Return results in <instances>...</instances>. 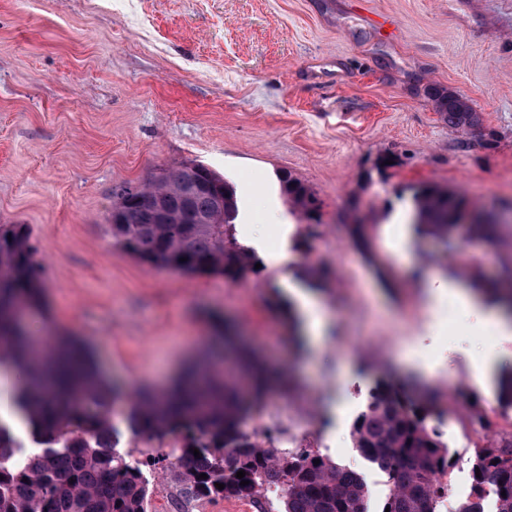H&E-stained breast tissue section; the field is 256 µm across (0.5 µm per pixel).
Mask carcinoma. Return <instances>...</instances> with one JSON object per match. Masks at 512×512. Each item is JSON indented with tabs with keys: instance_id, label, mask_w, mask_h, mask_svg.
<instances>
[{
	"instance_id": "1",
	"label": "carcinoma",
	"mask_w": 512,
	"mask_h": 512,
	"mask_svg": "<svg viewBox=\"0 0 512 512\" xmlns=\"http://www.w3.org/2000/svg\"><path fill=\"white\" fill-rule=\"evenodd\" d=\"M448 124L471 128L479 113L444 88L431 94ZM291 206L309 224L321 223L322 202L290 173L280 176ZM206 219L184 222L186 209ZM238 201L222 176L204 165L197 170L173 167L159 180L126 181L112 188V210L126 223L113 224L112 238L125 252L160 269L216 274L236 282L255 271L254 250L236 233ZM469 200L434 184L414 194V224L420 233L454 245L452 233L464 225L469 234L493 238L495 221L476 216L469 223ZM24 224H0V362L9 361L20 376L13 399L41 452L20 457L22 444L0 421V512H145L143 473L116 451L119 431L111 422L112 404L129 400L126 417L132 436L152 440L174 436L180 442L178 464L168 466L185 501L260 495L277 475L281 456L292 462L279 494V512H367L368 489L360 475L318 452L282 454L264 447L247 429L252 408L237 385L219 382L210 372L187 375L172 393L135 391L129 395L110 384L97 368L87 344L60 334L44 353L27 316L44 310L41 266ZM505 287L488 289L491 301L512 319V266L501 277ZM224 361L233 363L260 392L267 373L244 362L241 350L224 337ZM351 436L361 456L382 470L391 485L389 512H435L448 485L443 478L452 458L427 414L387 390L373 393L355 419ZM209 459L196 466L193 450ZM471 498L454 512H512V438L474 448ZM319 464H314V461ZM245 471L240 484L238 471ZM207 478H199L200 474ZM223 484L218 489L217 484Z\"/></svg>"
}]
</instances>
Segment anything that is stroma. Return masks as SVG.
<instances>
[{"mask_svg": "<svg viewBox=\"0 0 512 512\" xmlns=\"http://www.w3.org/2000/svg\"><path fill=\"white\" fill-rule=\"evenodd\" d=\"M446 87L479 112L450 126L426 89ZM396 165L378 171L382 157ZM183 162L234 187L240 240L260 267L231 284L150 267L116 246L112 188ZM322 202L320 224L293 212L279 177ZM436 184L497 213L494 241L456 235L447 249L401 218L413 189ZM368 253L352 244L351 202ZM512 0H0V224L26 225L45 283L37 337L80 336L127 389H159L207 355L217 323L291 384L254 401L253 423L298 430L356 469L369 512L390 487L353 446L371 391L425 397L455 465L448 506L472 485L475 446L512 436V406L475 383L493 335L432 284L464 288L512 264ZM317 296L327 338L298 353L292 289ZM493 422L481 431L475 408ZM170 438L124 434L146 512L176 484L148 465Z\"/></svg>", "mask_w": 512, "mask_h": 512, "instance_id": "obj_1", "label": "stroma"}]
</instances>
